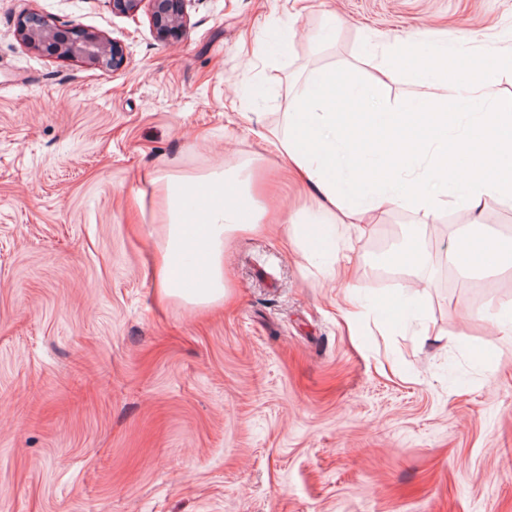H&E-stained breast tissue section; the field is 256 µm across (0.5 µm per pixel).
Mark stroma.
I'll return each instance as SVG.
<instances>
[{
	"mask_svg": "<svg viewBox=\"0 0 512 512\" xmlns=\"http://www.w3.org/2000/svg\"><path fill=\"white\" fill-rule=\"evenodd\" d=\"M33 12L120 43L118 70L23 42ZM181 38L148 7L0 0V512H512V268L448 262L461 208L327 223L250 133L288 81H364L371 42L512 44V0H187ZM252 171L287 224L224 246L230 298L159 303L152 172ZM353 262L336 280V249ZM421 249L423 264L402 267ZM369 307L355 331L343 293Z\"/></svg>",
	"mask_w": 512,
	"mask_h": 512,
	"instance_id": "1",
	"label": "stroma"
}]
</instances>
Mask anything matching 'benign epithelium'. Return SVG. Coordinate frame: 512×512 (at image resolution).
I'll return each mask as SVG.
<instances>
[{"label":"benign epithelium","mask_w":512,"mask_h":512,"mask_svg":"<svg viewBox=\"0 0 512 512\" xmlns=\"http://www.w3.org/2000/svg\"><path fill=\"white\" fill-rule=\"evenodd\" d=\"M148 2L150 17L162 40L177 37L186 25L185 0H111L112 12L127 15L137 12ZM17 33L30 47L46 50L58 58L79 59L100 68L118 69L124 64L121 47L102 35L73 29L62 38L55 27L35 14L20 18Z\"/></svg>","instance_id":"benign-epithelium-1"}]
</instances>
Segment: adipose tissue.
<instances>
[{"label": "adipose tissue", "mask_w": 512, "mask_h": 512, "mask_svg": "<svg viewBox=\"0 0 512 512\" xmlns=\"http://www.w3.org/2000/svg\"><path fill=\"white\" fill-rule=\"evenodd\" d=\"M415 45L412 39L388 45L368 84L322 72L294 82L283 126L257 132L316 191L320 210L337 223L355 224L360 214L394 205L423 224L463 206L480 214L489 198L512 206V98L501 96L494 74L498 67L512 69V48L497 51L495 68L476 65L452 81L448 67L457 49L440 43L420 56ZM401 71L414 80L426 71L438 76L436 92L420 97L411 113L380 93ZM344 98L362 107L378 104L371 118L382 135L361 164L351 160L357 125L337 117ZM152 183L168 218L148 265L159 301L223 306L224 243L263 224L264 203L236 172L177 182L156 176ZM450 260L464 274L512 267V253H500L477 235L460 238Z\"/></svg>", "instance_id": "obj_1"}]
</instances>
